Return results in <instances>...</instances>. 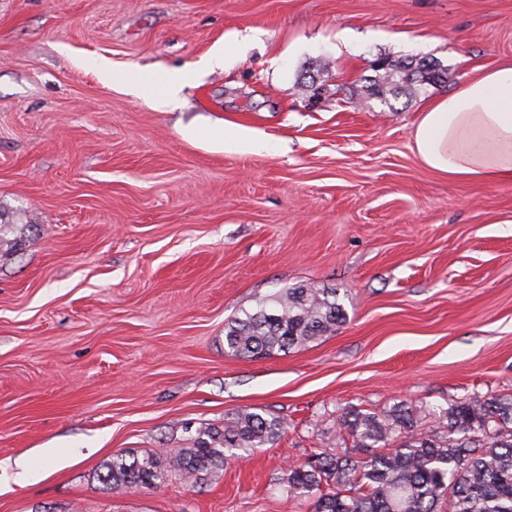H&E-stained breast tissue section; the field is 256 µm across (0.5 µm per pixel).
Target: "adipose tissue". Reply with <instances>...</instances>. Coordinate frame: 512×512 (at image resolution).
<instances>
[{"label":"adipose tissue","mask_w":512,"mask_h":512,"mask_svg":"<svg viewBox=\"0 0 512 512\" xmlns=\"http://www.w3.org/2000/svg\"><path fill=\"white\" fill-rule=\"evenodd\" d=\"M196 71H169L161 86L130 81L137 95L167 106ZM413 151L426 169L454 180H512V65L483 72L426 107L413 129Z\"/></svg>","instance_id":"ef3b65f1"}]
</instances>
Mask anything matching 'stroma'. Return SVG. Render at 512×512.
Instances as JSON below:
<instances>
[{
    "label": "stroma",
    "instance_id": "obj_1",
    "mask_svg": "<svg viewBox=\"0 0 512 512\" xmlns=\"http://www.w3.org/2000/svg\"><path fill=\"white\" fill-rule=\"evenodd\" d=\"M218 48L161 110L95 72ZM382 57L448 77L365 100ZM508 64L512 0H0V214L24 227L0 249V512H311L275 484L351 446L345 412L406 401L432 433L429 408L512 394V182L410 149L425 105ZM237 128L266 151L225 149ZM300 285L336 289L347 323L225 353L228 320ZM243 410L285 433L155 489L100 480Z\"/></svg>",
    "mask_w": 512,
    "mask_h": 512
}]
</instances>
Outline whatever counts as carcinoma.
I'll return each instance as SVG.
<instances>
[{"instance_id": "cac0c4a2", "label": "carcinoma", "mask_w": 512, "mask_h": 512, "mask_svg": "<svg viewBox=\"0 0 512 512\" xmlns=\"http://www.w3.org/2000/svg\"><path fill=\"white\" fill-rule=\"evenodd\" d=\"M434 60H387L368 98L388 103L403 86L424 88L447 79ZM348 320L336 291L286 288L224 325V349L263 358L306 346ZM442 430L418 428L416 409L401 401L383 411H349L340 428L348 448L313 450L288 468L279 490L289 498L314 497L313 512H512V395L464 398L433 411ZM286 432L278 417L236 413L221 428L202 426L192 446L166 458L117 455L104 480L112 489H151L171 470L202 471L230 464Z\"/></svg>"}]
</instances>
